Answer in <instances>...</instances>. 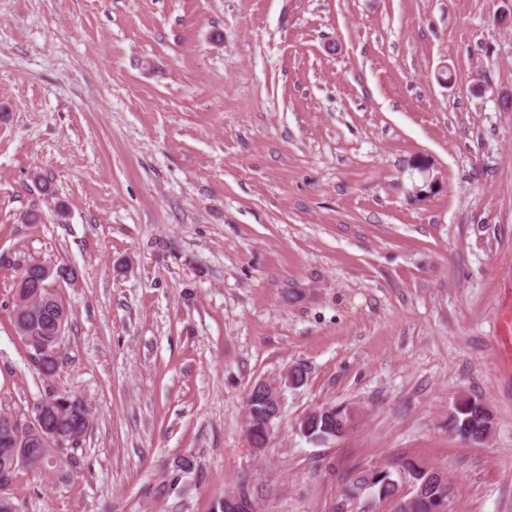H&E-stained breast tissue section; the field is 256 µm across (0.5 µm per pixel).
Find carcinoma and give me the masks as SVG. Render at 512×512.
Segmentation results:
<instances>
[{"mask_svg":"<svg viewBox=\"0 0 512 512\" xmlns=\"http://www.w3.org/2000/svg\"><path fill=\"white\" fill-rule=\"evenodd\" d=\"M250 412L246 418V433L256 449L267 447L271 434L266 422L267 404L262 395L249 393ZM353 410L342 405L329 409L319 407L315 413L304 416L305 425L300 427L301 435L313 441H325L342 437L353 423ZM448 428L460 438L470 443H480L495 431L496 421L492 411L481 401L463 398L453 404L448 411ZM67 461L52 448L47 452L43 464L33 467L37 472H57ZM411 491L403 493L400 482L393 478L387 468L370 467L354 475L345 492L336 500L333 512H350L349 507L358 503L364 492L373 497L370 508L359 512H370L382 503L392 506V512H436L441 501H448V481L437 469L423 462H408L404 467ZM236 506L233 512H254L251 494L247 487H240L233 493Z\"/></svg>","mask_w":512,"mask_h":512,"instance_id":"carcinoma-1","label":"carcinoma"}]
</instances>
